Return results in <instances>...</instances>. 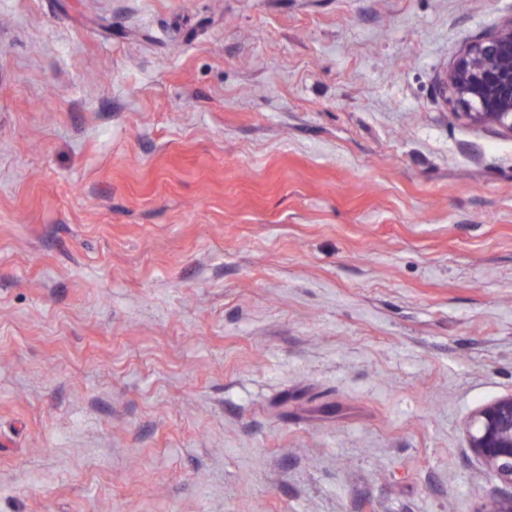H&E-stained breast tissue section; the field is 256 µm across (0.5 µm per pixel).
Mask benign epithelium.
I'll list each match as a JSON object with an SVG mask.
<instances>
[{
    "label": "benign epithelium",
    "mask_w": 512,
    "mask_h": 512,
    "mask_svg": "<svg viewBox=\"0 0 512 512\" xmlns=\"http://www.w3.org/2000/svg\"><path fill=\"white\" fill-rule=\"evenodd\" d=\"M447 82L474 123L512 134V17L459 55ZM466 431L487 472L512 483V394L475 411Z\"/></svg>",
    "instance_id": "1"
}]
</instances>
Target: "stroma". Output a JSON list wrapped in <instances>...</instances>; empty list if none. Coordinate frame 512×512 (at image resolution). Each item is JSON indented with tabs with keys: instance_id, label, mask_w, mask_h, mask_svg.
Returning <instances> with one entry per match:
<instances>
[{
	"instance_id": "35a3bbf8",
	"label": "stroma",
	"mask_w": 512,
	"mask_h": 512,
	"mask_svg": "<svg viewBox=\"0 0 512 512\" xmlns=\"http://www.w3.org/2000/svg\"><path fill=\"white\" fill-rule=\"evenodd\" d=\"M512 0H0V512H489ZM447 82L474 123L512 134V15L458 56Z\"/></svg>"
}]
</instances>
